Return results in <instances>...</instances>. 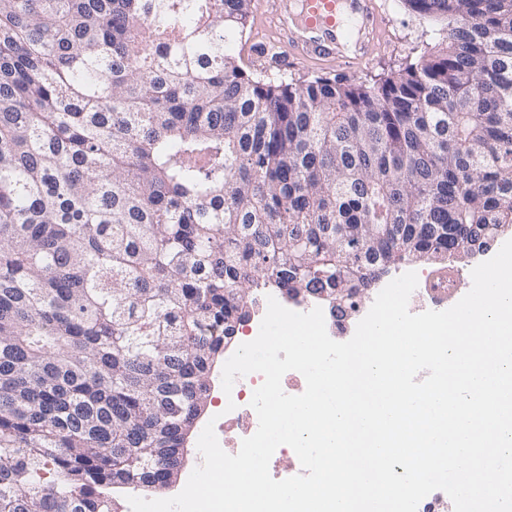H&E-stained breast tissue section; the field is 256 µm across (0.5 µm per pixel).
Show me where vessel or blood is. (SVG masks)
Instances as JSON below:
<instances>
[{
	"label": "vessel or blood",
	"instance_id": "1",
	"mask_svg": "<svg viewBox=\"0 0 512 512\" xmlns=\"http://www.w3.org/2000/svg\"><path fill=\"white\" fill-rule=\"evenodd\" d=\"M382 23L373 0H301L300 13L288 18L285 46L304 60L329 57L345 64Z\"/></svg>",
	"mask_w": 512,
	"mask_h": 512
}]
</instances>
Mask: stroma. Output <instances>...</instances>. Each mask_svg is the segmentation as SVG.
<instances>
[{"label":"stroma","instance_id":"1","mask_svg":"<svg viewBox=\"0 0 512 512\" xmlns=\"http://www.w3.org/2000/svg\"><path fill=\"white\" fill-rule=\"evenodd\" d=\"M387 18L379 42L371 44L370 58L362 65L345 66L331 61H303L290 57L287 49L275 46L278 35L276 13L294 11L298 0H276L266 6L261 0H252L247 29L241 41L232 49L241 65L256 73H277L285 78L307 79L314 76L342 77L355 82L368 83L390 75L417 62L420 56L437 51L442 43L438 24L411 12L403 0H380ZM222 364H215L206 407L197 420L188 443V452L177 483L168 489L152 491L155 499L170 498L182 491L191 472L203 462L197 440L209 420L224 407V391L217 378Z\"/></svg>","mask_w":512,"mask_h":512}]
</instances>
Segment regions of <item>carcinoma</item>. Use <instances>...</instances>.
Listing matches in <instances>:
<instances>
[{
	"label": "carcinoma",
	"instance_id": "obj_1",
	"mask_svg": "<svg viewBox=\"0 0 512 512\" xmlns=\"http://www.w3.org/2000/svg\"><path fill=\"white\" fill-rule=\"evenodd\" d=\"M372 84L247 73L251 0H0V512L170 477L260 288L353 304L512 227V0Z\"/></svg>",
	"mask_w": 512,
	"mask_h": 512
}]
</instances>
